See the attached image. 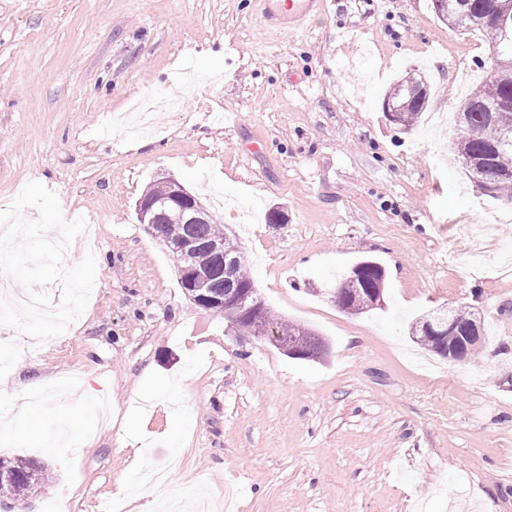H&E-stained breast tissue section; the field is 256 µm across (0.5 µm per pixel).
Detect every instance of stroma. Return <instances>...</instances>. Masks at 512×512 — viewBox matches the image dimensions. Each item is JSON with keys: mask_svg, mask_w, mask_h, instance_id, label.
Listing matches in <instances>:
<instances>
[{"mask_svg": "<svg viewBox=\"0 0 512 512\" xmlns=\"http://www.w3.org/2000/svg\"><path fill=\"white\" fill-rule=\"evenodd\" d=\"M265 0H0V202L37 181L65 219L96 228V281L67 337L19 335L0 391L25 402L41 379L54 432L85 391L108 422L79 420L80 454L34 437L0 454L44 462L32 502L102 512L128 484L134 450L172 493L210 489L231 512H512V278H461L462 224L512 212L435 138L490 51L451 32L431 0H329L304 29L264 24ZM430 84L407 132L382 109L410 69ZM182 95L157 135L113 125L141 95ZM171 177L235 237L259 296L331 347L321 363L231 332L193 304L135 204ZM286 221L267 223L269 206ZM386 270L385 305L359 315L332 298L359 260ZM449 303L479 313L468 358L413 341L412 323Z\"/></svg>", "mask_w": 512, "mask_h": 512, "instance_id": "stroma-1", "label": "stroma"}]
</instances>
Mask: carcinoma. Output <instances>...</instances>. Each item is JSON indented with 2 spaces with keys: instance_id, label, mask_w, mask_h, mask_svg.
<instances>
[{
  "instance_id": "cac0c4a2",
  "label": "carcinoma",
  "mask_w": 512,
  "mask_h": 512,
  "mask_svg": "<svg viewBox=\"0 0 512 512\" xmlns=\"http://www.w3.org/2000/svg\"><path fill=\"white\" fill-rule=\"evenodd\" d=\"M448 16H437V19L452 31L480 30L489 36L490 53L499 58H512V32L503 33L494 23L493 18H487L485 24L477 23V18L495 5L499 11L512 13V0H464L465 5H458V0H447ZM427 84L423 79L410 77L394 82L385 100L391 110L397 112V121L406 130L412 129L423 111L426 98ZM477 96L481 103L476 105L469 113V126L474 137L465 138L461 142L462 155H476L496 143L499 137L498 128L490 121L484 105L492 104L502 98H512V74L507 78L487 76L484 84L473 89L469 97ZM492 172L499 175L493 183L488 196L495 199H508L512 201V142L499 149L492 164ZM160 237L166 243L168 250L177 262V268L184 266L182 253L176 249V243L186 237H192L197 242L193 254L196 266L205 269L214 263L210 254L212 241L222 239L229 245H237V241L226 235L214 220L203 224H187L176 208H167L159 216ZM245 262H240L224 279L213 281L208 287L220 292H227L232 288L247 290L253 287L252 279L244 271ZM263 325L273 326L277 333L288 340L300 332L301 326L293 323H284L276 318L267 307L233 320V328L237 333H252V329ZM50 480L47 468L42 463L24 456H0V507L11 508V503L23 500L33 494V488L42 489Z\"/></svg>"
}]
</instances>
